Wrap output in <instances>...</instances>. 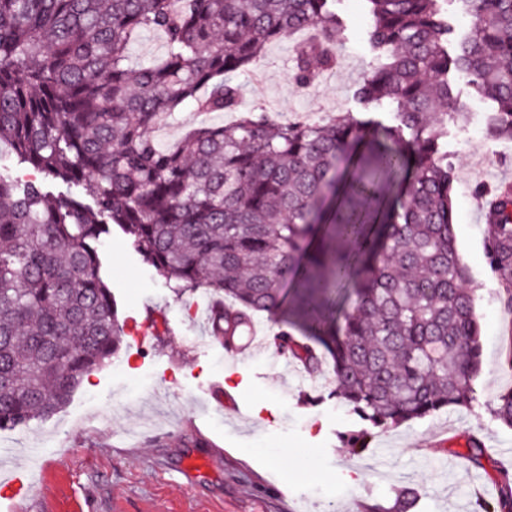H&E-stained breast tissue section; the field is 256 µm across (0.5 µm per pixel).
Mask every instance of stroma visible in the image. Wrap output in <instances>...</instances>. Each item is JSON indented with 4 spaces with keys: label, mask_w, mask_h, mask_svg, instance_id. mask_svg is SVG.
<instances>
[{
    "label": "stroma",
    "mask_w": 512,
    "mask_h": 512,
    "mask_svg": "<svg viewBox=\"0 0 512 512\" xmlns=\"http://www.w3.org/2000/svg\"><path fill=\"white\" fill-rule=\"evenodd\" d=\"M345 27L336 69L301 88L291 77L292 43L268 45L258 70L242 76L246 108L319 122L369 112L390 121L393 105L359 102L354 92L375 53L366 0H336ZM451 85L464 110L448 122V160L459 253L472 278L482 334L480 405L375 433L352 454L340 432L357 419L331 399V369L297 381L292 367L255 351L227 359L224 340L207 334L208 297L181 291L143 263L127 237L105 236L102 273L115 294L126 345L116 364L90 375L54 415L0 432V468L26 465L20 512H359L419 494L414 512H475V495L494 492L512 430L488 407L512 387L501 361L512 317L496 297L485 249L481 189L512 182V139L489 128L490 102L465 80ZM193 107L155 131L164 146L190 128L231 121ZM482 467L463 457L471 439Z\"/></svg>",
    "instance_id": "stroma-1"
}]
</instances>
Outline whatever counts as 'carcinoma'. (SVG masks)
<instances>
[{"instance_id": "obj_1", "label": "carcinoma", "mask_w": 512, "mask_h": 512, "mask_svg": "<svg viewBox=\"0 0 512 512\" xmlns=\"http://www.w3.org/2000/svg\"><path fill=\"white\" fill-rule=\"evenodd\" d=\"M335 0H0V147L86 203L0 173V430L49 417L123 344L98 246L117 226L156 273L228 307L212 334L231 343L259 313L277 317L291 280L308 340L271 342L310 375L331 360L336 390L373 430L478 403L479 316L456 244L455 168L442 140L459 112L455 71L496 104L512 138V0H458L468 36L448 52L447 0H367L376 53L355 90L389 101L392 123L297 122L243 109L236 76L265 46L292 47L301 87L339 64ZM145 32L166 53L133 66ZM190 104L235 112L172 147L153 130ZM486 255L512 316V187L489 204ZM320 346L324 354L317 353ZM512 428V388L491 405ZM476 512H512V473ZM401 491L391 507L412 512Z\"/></svg>"}]
</instances>
